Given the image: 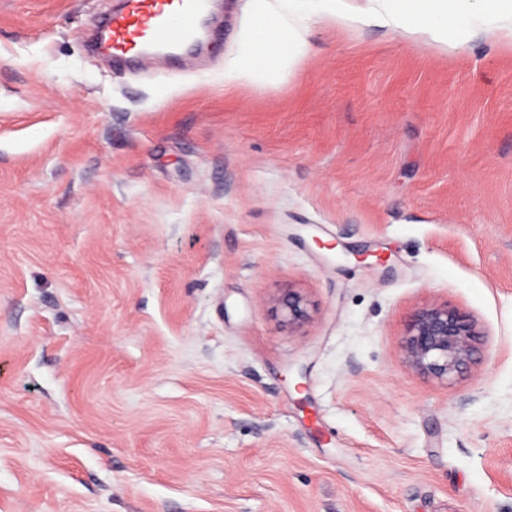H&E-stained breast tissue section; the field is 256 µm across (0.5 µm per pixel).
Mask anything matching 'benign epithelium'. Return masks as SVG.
Here are the masks:
<instances>
[{
    "instance_id": "obj_1",
    "label": "benign epithelium",
    "mask_w": 512,
    "mask_h": 512,
    "mask_svg": "<svg viewBox=\"0 0 512 512\" xmlns=\"http://www.w3.org/2000/svg\"><path fill=\"white\" fill-rule=\"evenodd\" d=\"M279 306L290 327L301 325L307 317L304 298L296 292L281 297ZM475 336L473 321L446 306H432L413 316L404 357L413 369L443 380L472 364Z\"/></svg>"
}]
</instances>
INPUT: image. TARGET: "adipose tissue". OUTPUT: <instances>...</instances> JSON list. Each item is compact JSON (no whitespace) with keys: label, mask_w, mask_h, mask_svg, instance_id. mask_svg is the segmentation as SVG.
<instances>
[{"label":"adipose tissue","mask_w":512,"mask_h":512,"mask_svg":"<svg viewBox=\"0 0 512 512\" xmlns=\"http://www.w3.org/2000/svg\"><path fill=\"white\" fill-rule=\"evenodd\" d=\"M255 2L247 20L248 28L258 34L249 43L252 62L225 64L224 86L228 89L262 75H276L282 49L297 37L295 21L281 10L280 0ZM307 20L349 31L374 25L421 34L437 47L447 46L449 34L464 24L470 37L484 36L512 46V0H371L362 14L347 10L343 0H317Z\"/></svg>","instance_id":"obj_1"}]
</instances>
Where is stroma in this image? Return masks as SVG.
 Returning a JSON list of instances; mask_svg holds the SVG:
<instances>
[{"label":"stroma","instance_id":"stroma-1","mask_svg":"<svg viewBox=\"0 0 512 512\" xmlns=\"http://www.w3.org/2000/svg\"><path fill=\"white\" fill-rule=\"evenodd\" d=\"M114 3L0 0V512H512V47L316 24L228 89L251 0L124 73ZM279 306L288 327H298L307 317L304 298L299 293L288 291L279 299ZM407 336L406 362L428 376L447 380L474 360L475 324L448 307L432 306L416 313Z\"/></svg>","mask_w":512,"mask_h":512}]
</instances>
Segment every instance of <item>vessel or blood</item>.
Here are the masks:
<instances>
[{
  "mask_svg": "<svg viewBox=\"0 0 512 512\" xmlns=\"http://www.w3.org/2000/svg\"><path fill=\"white\" fill-rule=\"evenodd\" d=\"M99 21V50L118 64L139 66L160 54L175 58L200 42L210 0H121Z\"/></svg>",
  "mask_w": 512,
  "mask_h": 512,
  "instance_id": "vessel-or-blood-1",
  "label": "vessel or blood"
}]
</instances>
